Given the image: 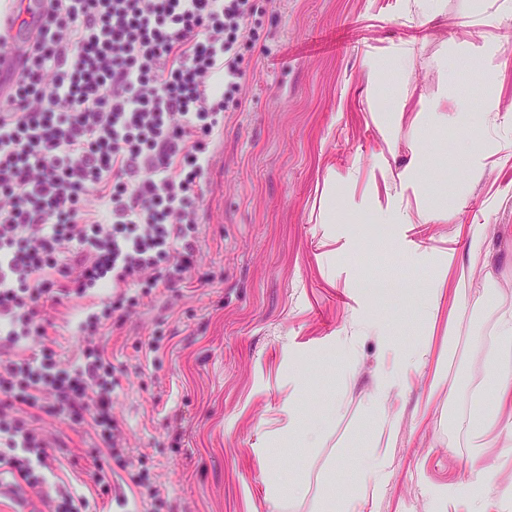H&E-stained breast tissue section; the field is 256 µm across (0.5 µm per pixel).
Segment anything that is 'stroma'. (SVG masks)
I'll use <instances>...</instances> for the list:
<instances>
[{
    "instance_id": "1",
    "label": "stroma",
    "mask_w": 512,
    "mask_h": 512,
    "mask_svg": "<svg viewBox=\"0 0 512 512\" xmlns=\"http://www.w3.org/2000/svg\"><path fill=\"white\" fill-rule=\"evenodd\" d=\"M256 7L262 50L244 49L253 76L211 150L189 280L93 339L125 369L128 456L162 512H467L444 492L476 459L490 512H512V451L473 449L468 429L512 314V0ZM104 295L46 306L61 366L93 341L78 324ZM426 345L450 350L436 388L430 364L401 365ZM35 426L53 461L43 488L17 487L31 512L60 490L126 512L123 471L109 495L94 484L90 425ZM272 475L294 508L270 502Z\"/></svg>"
}]
</instances>
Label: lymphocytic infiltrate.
Masks as SVG:
<instances>
[{
  "label": "lymphocytic infiltrate",
  "instance_id": "1",
  "mask_svg": "<svg viewBox=\"0 0 512 512\" xmlns=\"http://www.w3.org/2000/svg\"><path fill=\"white\" fill-rule=\"evenodd\" d=\"M18 70L0 72V467L42 487L48 443L34 410L99 440L139 494L112 413L120 372L96 344L60 367L45 304L108 289L80 324L122 326L131 289L178 291L196 263L209 144L248 78L254 0H42ZM95 196L99 220L85 205ZM38 354L13 355L22 340Z\"/></svg>",
  "mask_w": 512,
  "mask_h": 512
}]
</instances>
